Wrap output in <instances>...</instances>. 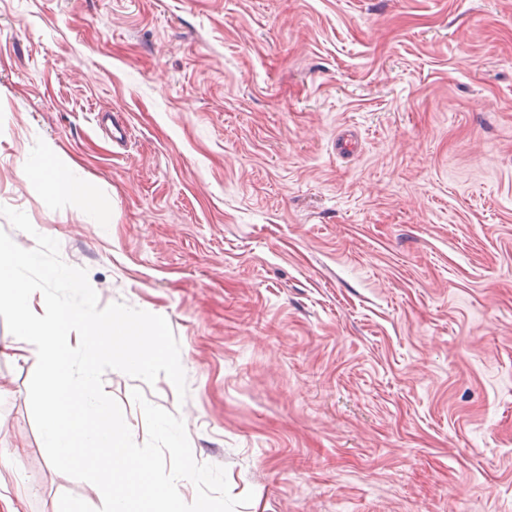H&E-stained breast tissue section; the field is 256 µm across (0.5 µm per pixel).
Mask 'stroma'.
<instances>
[{
    "label": "stroma",
    "mask_w": 512,
    "mask_h": 512,
    "mask_svg": "<svg viewBox=\"0 0 512 512\" xmlns=\"http://www.w3.org/2000/svg\"><path fill=\"white\" fill-rule=\"evenodd\" d=\"M125 121L116 144L96 122ZM52 150L97 197H49ZM0 205L163 316L236 512H512V0H0ZM0 355V496L59 512Z\"/></svg>",
    "instance_id": "1"
}]
</instances>
